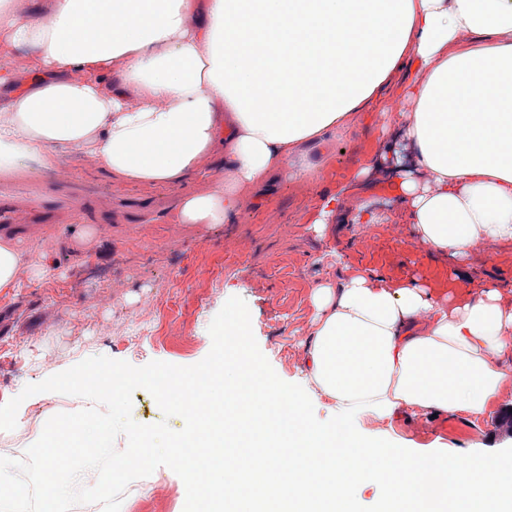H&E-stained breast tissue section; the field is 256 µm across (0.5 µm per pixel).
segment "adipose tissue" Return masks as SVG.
<instances>
[{"label":"adipose tissue","instance_id":"adipose-tissue-1","mask_svg":"<svg viewBox=\"0 0 512 512\" xmlns=\"http://www.w3.org/2000/svg\"><path fill=\"white\" fill-rule=\"evenodd\" d=\"M392 93L412 106L405 149L381 144L373 162L411 236L463 275L476 246L512 242V0H0V175L78 150L113 179L171 186L218 158L214 186L182 195V224L229 223ZM357 186L340 183L315 223H382L369 202L342 208ZM312 299L307 376L332 422L252 357L235 309L210 365L162 382L192 418L172 456L201 512H359L369 485L375 512H512V460L355 427L485 415L512 387V283L429 288L345 263Z\"/></svg>","mask_w":512,"mask_h":512}]
</instances>
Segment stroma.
<instances>
[{"instance_id":"stroma-1","label":"stroma","mask_w":512,"mask_h":512,"mask_svg":"<svg viewBox=\"0 0 512 512\" xmlns=\"http://www.w3.org/2000/svg\"><path fill=\"white\" fill-rule=\"evenodd\" d=\"M383 118H362L339 133L318 169L298 176V163L262 188L232 222L211 227L176 220L179 198L205 192L219 171L205 161L180 186L141 187L111 180L80 152L68 154L61 174L34 164L0 178V195L26 188L35 195H67L69 208L26 217L8 237L19 249L51 250L40 275L22 272L15 287L0 290V404L82 360L107 356L140 367L158 360L188 366L211 349L210 323L229 298L248 305L258 346L285 382L306 385L305 342L313 286L336 276L337 261L376 270L395 281L415 277L433 288L448 285V267L408 234L405 219L375 182L358 197L387 218L370 229L355 224L316 232L313 207L320 195L372 157ZM89 400L59 393L31 396L20 406L17 427L0 431V455L24 457L40 436L42 419L72 413ZM366 436L398 440L415 452L512 454V391L484 418L404 414L375 421L359 418ZM186 489L171 469L143 478L141 491L125 496L121 512H184Z\"/></svg>"}]
</instances>
